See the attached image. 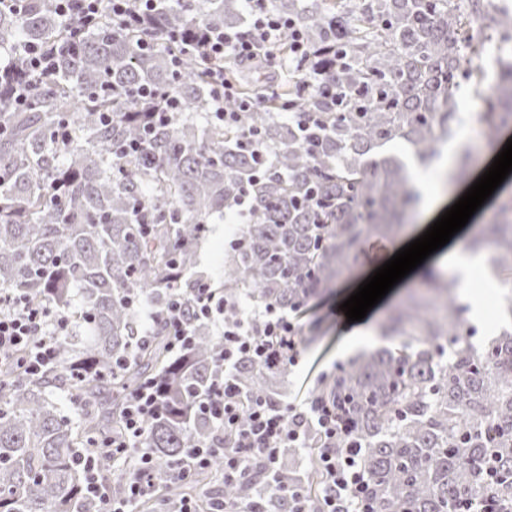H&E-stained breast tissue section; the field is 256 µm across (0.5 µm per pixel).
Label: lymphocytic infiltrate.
<instances>
[{"label": "lymphocytic infiltrate", "mask_w": 512, "mask_h": 512, "mask_svg": "<svg viewBox=\"0 0 512 512\" xmlns=\"http://www.w3.org/2000/svg\"><path fill=\"white\" fill-rule=\"evenodd\" d=\"M61 16L74 24V32L93 28L102 6H109L113 18L124 28L136 30L150 19L151 0H56ZM247 19L240 28L215 30L200 28L192 38L173 31L169 38L183 52L193 54L206 67L214 92L213 119L234 125L238 111L265 106L278 97L277 86H268L264 97L245 96L242 89L225 76L227 63L241 66L255 63L267 67L287 65L295 75L296 92L310 98L335 99L336 88L323 78L321 51L311 50L299 19L273 11L268 0H246ZM54 51L32 43L24 51L22 67L0 64V91L15 106L28 103L29 80L55 74ZM147 323L164 322L170 352L179 355L193 341L192 325L212 324L221 343L216 370L208 389L195 399L197 410L209 417L217 433L208 441L183 449L175 462L158 464L144 444L146 425L156 414L160 388L150 381L133 392L125 408V430L107 440L114 460L125 463L124 492L114 497L100 483L93 456H85L87 491L97 500L99 512H136L140 501L154 494L158 484L191 481L200 470L223 457L225 483L252 482L250 495L242 501L217 500L209 512H266L271 496L286 499L289 512H311L310 501H318V512H367L365 488L368 477L363 455L355 446L333 449L336 438L351 437L334 405L311 395L303 404H282L253 398L237 377L241 363L252 362L273 370L295 364L301 345L300 329L274 305L245 312L206 280L199 281L189 297L175 298L161 310H147ZM66 320L46 304L34 305L0 291V356L26 350L23 363L31 373H40L56 358L53 338L64 331ZM321 434L327 447L317 452L323 481L317 495L305 484L289 481L278 468L285 448H307L311 433ZM261 465L262 478L253 481L254 465Z\"/></svg>", "instance_id": "obj_1"}]
</instances>
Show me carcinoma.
Returning <instances> with one entry per match:
<instances>
[{
    "instance_id": "carcinoma-1",
    "label": "carcinoma",
    "mask_w": 512,
    "mask_h": 512,
    "mask_svg": "<svg viewBox=\"0 0 512 512\" xmlns=\"http://www.w3.org/2000/svg\"><path fill=\"white\" fill-rule=\"evenodd\" d=\"M154 2L142 30L123 29L105 7L79 35L56 0L0 10V55L15 61L27 43L61 49L56 74L31 80L26 108L0 94V288L48 302L68 321L55 339L56 364L40 375L0 360V512H96L78 453L121 431L127 396L149 380L165 387L147 424L157 459L174 461L210 437L189 392L210 382L218 337L197 322L192 348L174 357L162 322L140 337L137 303L161 309L189 296L196 281L185 273L207 220L244 193L253 224L224 258L218 288H247L293 310L322 295L364 262L367 243L395 239L415 215L422 194L385 146L408 143L426 167L455 137L456 86L480 88L486 78L488 49L475 26L512 42V24L492 0H271L301 18L315 49L330 45L331 20L347 22L346 58L329 60L323 75L343 103L283 91L320 117V136L307 139L270 106L239 113L232 128L207 120L205 67L184 55L174 72L168 30L237 25L243 14L231 0ZM149 84L171 90L179 107L146 153H129L125 145L142 138L143 105L112 88ZM479 120L491 133L512 126V55L494 64ZM61 123L71 133L64 142L52 137ZM249 129L276 149L261 174L238 144ZM471 159L458 143L445 180H463ZM465 247L490 249L493 266L512 270L511 195ZM426 279L381 326L385 337L413 340L350 362L320 391L361 445L374 512H449L457 502L512 498V327L476 348L457 281L434 269ZM238 377L251 393L275 397L269 371L245 364ZM62 382L75 419L50 400ZM100 459L101 481L119 494L112 456ZM249 494L226 484L217 496Z\"/></svg>"
}]
</instances>
